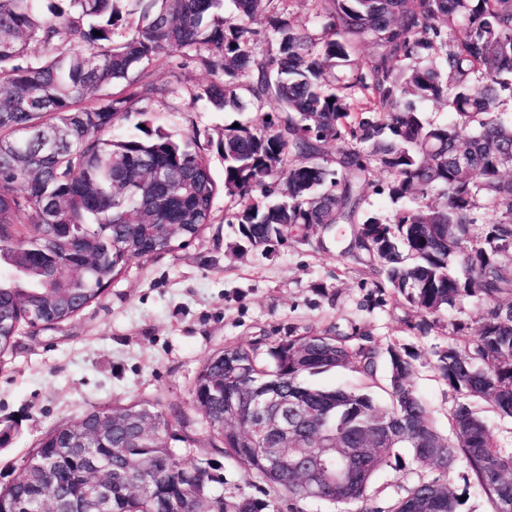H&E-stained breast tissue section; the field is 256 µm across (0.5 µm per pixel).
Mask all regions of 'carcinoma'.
Returning <instances> with one entry per match:
<instances>
[{
	"label": "carcinoma",
	"mask_w": 512,
	"mask_h": 512,
	"mask_svg": "<svg viewBox=\"0 0 512 512\" xmlns=\"http://www.w3.org/2000/svg\"><path fill=\"white\" fill-rule=\"evenodd\" d=\"M0 0V356L20 327L55 329L73 320L125 271L189 246L211 223L219 189L236 201L224 216L253 249L309 240L322 226L353 228L343 254L360 264L382 296L421 317L475 298L482 325L470 342L436 352L434 368L461 399L448 415L451 436L434 425L417 394L410 354L381 349L369 333L333 329L280 339L262 359L226 345L203 364L193 388L214 448L290 501H311L297 474L313 452L349 477L324 483L320 500L343 512H458L451 474L468 469L493 505L512 512V453L494 445L470 400L512 418V0H312L321 33L272 21L277 52L256 57L249 22L272 0ZM373 53L353 59L359 43ZM37 44L42 54L31 60ZM204 50L216 80L192 94L222 111L239 91L274 98L278 115L259 128L224 129V185L218 187L197 137L152 128L145 104L171 92L150 68L173 50ZM448 112L427 121L416 102ZM138 117L141 135L112 130ZM55 131L46 150L36 131ZM338 145L327 157L324 145ZM384 172L387 180L376 181ZM26 184L25 194L18 187ZM385 194L390 217L365 208L367 191ZM489 214L481 235L477 213ZM76 273L64 277L61 272ZM388 375L380 378L381 365ZM350 368L358 390H327L306 378ZM272 382L313 413L307 435L274 444L288 467L267 470L255 452L253 395ZM383 389L380 410L371 390ZM236 403L217 426L215 392ZM127 420L89 443L112 464L114 512H170L187 468L170 430L181 422L148 401L112 408ZM77 422L46 434L28 453L42 466L0 489V509L16 512L33 483L57 487L77 507L82 485L54 466ZM369 449L356 465L347 443ZM421 471L387 507L368 489L396 449ZM189 512H277L275 502L211 492L201 473Z\"/></svg>",
	"instance_id": "1"
}]
</instances>
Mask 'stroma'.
<instances>
[{"mask_svg": "<svg viewBox=\"0 0 512 512\" xmlns=\"http://www.w3.org/2000/svg\"><path fill=\"white\" fill-rule=\"evenodd\" d=\"M152 80L170 87L149 103L153 126L172 134L197 132L216 182L224 180L218 148L225 127L259 125L277 112L274 100L241 93L240 107L217 112L192 102L191 92L213 75L180 50L151 69ZM233 202L218 194L213 221L187 248L142 263L130 261L102 299L58 329L21 328L13 351L0 357V486L19 471L33 445L51 428L102 407L154 400L176 407L195 438L181 446L183 463L210 460L224 495L250 492L249 478L233 459L208 444L209 428L193 401L195 376L215 351L239 345L266 355L292 332L333 326L363 329L380 347L403 345L413 353V385L439 430H447L455 403L434 369L436 351L474 338L482 309L473 299L437 314L420 332L418 316L381 302L360 267L342 255L331 235L314 232L309 243L289 242L265 253L247 248L238 227L224 221ZM408 453L374 478L369 495L384 506L416 479Z\"/></svg>", "mask_w": 512, "mask_h": 512, "instance_id": "1", "label": "stroma"}]
</instances>
